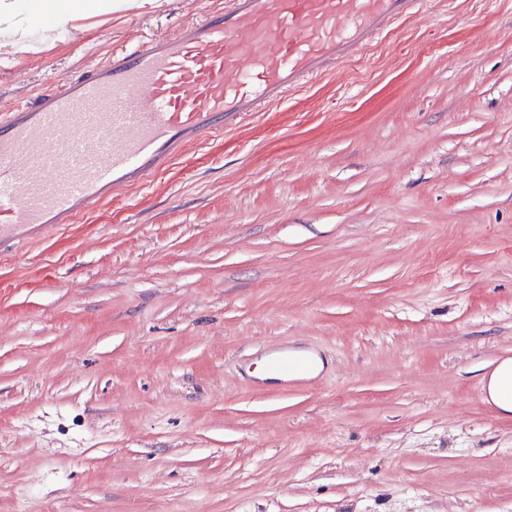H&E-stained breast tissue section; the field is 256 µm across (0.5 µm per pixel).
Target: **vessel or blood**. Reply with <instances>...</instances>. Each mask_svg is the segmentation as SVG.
I'll list each match as a JSON object with an SVG mask.
<instances>
[{"instance_id": "1", "label": "vessel or blood", "mask_w": 512, "mask_h": 512, "mask_svg": "<svg viewBox=\"0 0 512 512\" xmlns=\"http://www.w3.org/2000/svg\"><path fill=\"white\" fill-rule=\"evenodd\" d=\"M423 0H225L0 114V252L151 183L186 150L325 78Z\"/></svg>"}]
</instances>
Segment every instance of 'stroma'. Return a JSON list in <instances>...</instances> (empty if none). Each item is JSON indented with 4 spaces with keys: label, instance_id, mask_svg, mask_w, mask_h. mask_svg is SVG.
Masks as SVG:
<instances>
[{
    "label": "stroma",
    "instance_id": "stroma-1",
    "mask_svg": "<svg viewBox=\"0 0 512 512\" xmlns=\"http://www.w3.org/2000/svg\"><path fill=\"white\" fill-rule=\"evenodd\" d=\"M211 0L0 20V110ZM329 362L254 380L280 343ZM512 0L332 76L0 255V512H512ZM487 401L504 414L512 412V359L501 360L487 382Z\"/></svg>",
    "mask_w": 512,
    "mask_h": 512
}]
</instances>
